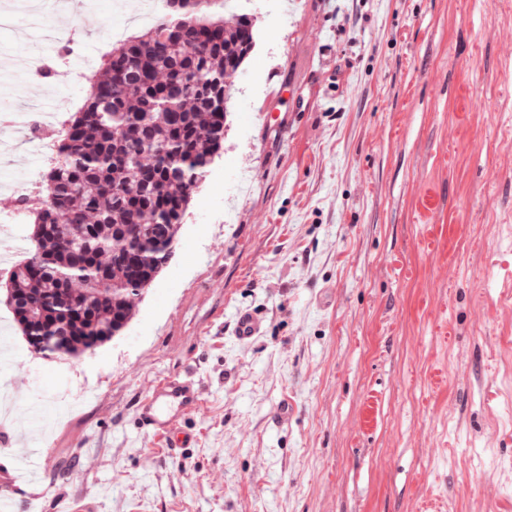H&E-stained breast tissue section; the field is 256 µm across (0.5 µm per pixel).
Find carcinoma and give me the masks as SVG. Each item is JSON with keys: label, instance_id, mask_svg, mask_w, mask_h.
I'll use <instances>...</instances> for the list:
<instances>
[{"label": "carcinoma", "instance_id": "carcinoma-1", "mask_svg": "<svg viewBox=\"0 0 512 512\" xmlns=\"http://www.w3.org/2000/svg\"><path fill=\"white\" fill-rule=\"evenodd\" d=\"M253 14L213 0L166 16L112 49L83 109L60 129L61 154L36 204L33 248L13 266L14 322L30 348L79 357L119 336L133 299L172 258L193 193L224 149V73L255 47ZM105 292L97 295L95 289Z\"/></svg>", "mask_w": 512, "mask_h": 512}]
</instances>
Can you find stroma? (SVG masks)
<instances>
[{
    "mask_svg": "<svg viewBox=\"0 0 512 512\" xmlns=\"http://www.w3.org/2000/svg\"><path fill=\"white\" fill-rule=\"evenodd\" d=\"M0 0L15 78L0 116L74 114L117 0L73 19ZM256 46L228 81L224 151L176 253L122 336L76 359L30 352L0 288L24 408L48 396L44 480L17 512H512V0H253ZM73 32L63 58L47 31ZM49 67L46 89L29 63ZM87 72L77 84L73 70ZM0 155V225L45 175ZM256 312L252 341L233 334ZM201 405L188 448L139 404L169 377ZM288 417L274 424L280 406Z\"/></svg>",
    "mask_w": 512,
    "mask_h": 512,
    "instance_id": "35a3bbf8",
    "label": "stroma"
}]
</instances>
